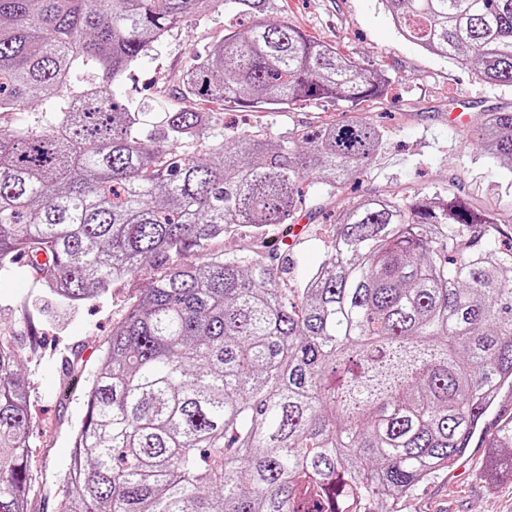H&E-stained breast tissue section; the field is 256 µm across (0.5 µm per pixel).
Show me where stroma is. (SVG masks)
<instances>
[{"mask_svg": "<svg viewBox=\"0 0 512 512\" xmlns=\"http://www.w3.org/2000/svg\"><path fill=\"white\" fill-rule=\"evenodd\" d=\"M279 3V10L268 14L269 22H288L361 65L385 69L391 81L381 101L363 105L366 116L385 133L383 152L367 172L338 190L335 203L299 213L304 230L293 245L284 244L281 234L269 235L268 244L286 262L284 278L289 284L305 279L324 261L340 208L398 189L430 193L451 181L462 197L480 207L493 198L496 186L512 181L511 170L479 156L471 137L483 114L512 111V86L481 82L456 61L423 51L399 34L381 0ZM234 11L229 4L172 31L114 82L116 97L129 100L150 124L161 112L181 105V76L194 51L221 40L224 17ZM457 109L467 115V122L451 119ZM338 116L330 104H297L228 111L224 121L241 133L263 128L277 134ZM149 284V275L142 274L114 284L100 300L70 309L45 298L36 277L0 271V329L13 332L31 387L29 512H56L66 488L75 430L106 342ZM510 422L512 390L506 388L465 455L402 501L400 512H512V474L491 466L493 440Z\"/></svg>", "mask_w": 512, "mask_h": 512, "instance_id": "obj_1", "label": "stroma"}]
</instances>
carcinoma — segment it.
Wrapping results in <instances>:
<instances>
[{
  "label": "carcinoma",
  "mask_w": 512,
  "mask_h": 512,
  "mask_svg": "<svg viewBox=\"0 0 512 512\" xmlns=\"http://www.w3.org/2000/svg\"><path fill=\"white\" fill-rule=\"evenodd\" d=\"M223 0H0V269L60 300H97L154 270L112 329L57 512H399L452 468L512 388V246L481 243L509 212L454 183L339 211L301 285L284 259L211 250L242 227L288 230L384 148L360 113L387 75L286 22L278 0H228L224 38L193 54L189 105L159 128L111 90L153 44ZM397 29L477 79L512 83V0H381ZM93 79L77 85V71ZM224 107L343 102L332 123L228 134ZM512 164V111L473 128ZM175 142L179 151L167 144ZM201 253L183 260L189 250ZM0 331V512H28L30 384ZM512 468V426L499 432Z\"/></svg>",
  "instance_id": "obj_1"
}]
</instances>
